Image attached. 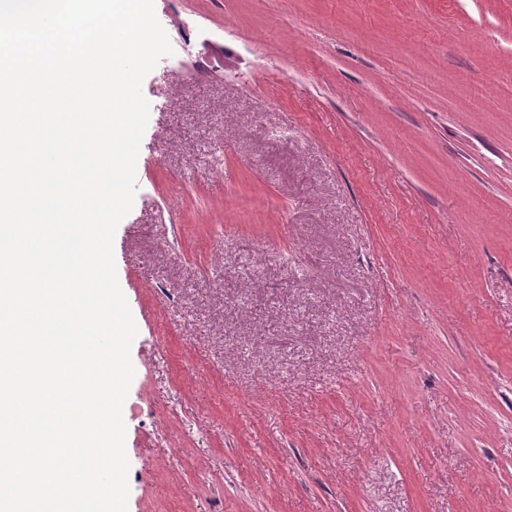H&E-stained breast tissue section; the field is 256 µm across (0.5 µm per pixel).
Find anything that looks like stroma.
<instances>
[{"label":"stroma","mask_w":512,"mask_h":512,"mask_svg":"<svg viewBox=\"0 0 512 512\" xmlns=\"http://www.w3.org/2000/svg\"><path fill=\"white\" fill-rule=\"evenodd\" d=\"M154 9L128 512H512V0Z\"/></svg>","instance_id":"35a3bbf8"}]
</instances>
